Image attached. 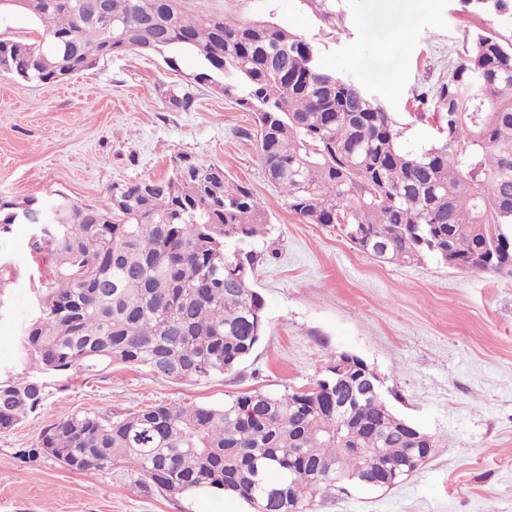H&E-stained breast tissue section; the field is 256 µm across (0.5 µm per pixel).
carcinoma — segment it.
<instances>
[{"mask_svg":"<svg viewBox=\"0 0 512 512\" xmlns=\"http://www.w3.org/2000/svg\"><path fill=\"white\" fill-rule=\"evenodd\" d=\"M0 0L39 26L28 43L0 38V71L58 83L104 58L137 51L189 52L200 77L253 114L267 179L299 220L338 230L361 252L398 263L453 259L462 271L512 273V32L477 27L456 61L418 95L448 114V136L420 152L374 94L324 70L315 42L274 21L173 0L164 25L147 22L154 0H112L117 24L93 18L89 0ZM336 36V0H300ZM472 17L507 16L512 0H461ZM144 179L112 184L96 208L70 203L62 222L38 227L48 254L38 315L20 337L33 375L0 381V432L45 405L44 376H98L145 368L173 382L235 370L260 343L264 301L252 287L267 215L251 188L217 164L182 156L145 193ZM486 265L476 268L477 255ZM319 380L303 391L241 393L222 406L160 403L123 416L95 408L42 431L27 458L50 457L77 473L131 464L166 495L222 491L265 512H313L316 498L345 491L336 472L399 471L414 425L386 402ZM353 448H370L365 458Z\"/></svg>","mask_w":512,"mask_h":512,"instance_id":"cac0c4a2","label":"carcinoma"}]
</instances>
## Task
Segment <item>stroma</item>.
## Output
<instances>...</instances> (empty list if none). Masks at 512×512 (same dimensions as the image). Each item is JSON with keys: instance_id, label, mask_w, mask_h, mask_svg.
Returning <instances> with one entry per match:
<instances>
[{"instance_id": "obj_1", "label": "stroma", "mask_w": 512, "mask_h": 512, "mask_svg": "<svg viewBox=\"0 0 512 512\" xmlns=\"http://www.w3.org/2000/svg\"><path fill=\"white\" fill-rule=\"evenodd\" d=\"M345 29L321 45L323 68L378 96L399 122L401 145L419 151L448 127L412 120L414 94L458 53L471 19L459 0H341ZM128 52L60 84L0 74V206L63 194L101 206L124 180L160 178L175 157L219 164L250 186L270 232L254 288L266 330L236 370L172 383L115 367L55 383L46 404L0 432V512H249L216 492L165 495L119 466L81 474L22 449L66 415L115 416L160 402L220 405L260 389L313 386L337 355L361 358L401 417L438 439L431 457L387 491L318 498L316 512H512V274L461 271L424 260L400 264L360 252L336 230L300 221L268 182L251 113L201 79L195 56ZM190 96L183 110L170 102ZM35 227L17 218L0 232V376L27 374L20 336L38 313L44 262Z\"/></svg>"}]
</instances>
